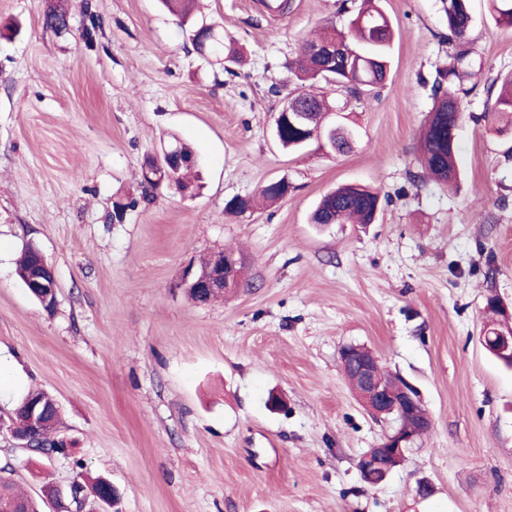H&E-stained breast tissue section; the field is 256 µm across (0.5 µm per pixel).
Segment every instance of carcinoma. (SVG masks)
Returning <instances> with one entry per match:
<instances>
[{"label": "carcinoma", "mask_w": 512, "mask_h": 512, "mask_svg": "<svg viewBox=\"0 0 512 512\" xmlns=\"http://www.w3.org/2000/svg\"><path fill=\"white\" fill-rule=\"evenodd\" d=\"M164 6L180 18V27L188 36L194 50L201 56L220 58L226 62L239 60V51L224 44L220 30L212 24L189 23V0H161ZM470 0H442L448 25V43L454 44L448 53V64L437 69L431 92L433 108L429 112L420 143L421 166L435 179L454 184L458 179L456 166V130L464 117L461 95L468 93L464 81L474 71L471 50L465 40L471 24ZM494 19L512 27V0H488ZM392 40L384 12L375 0H363V7L349 21L347 29L325 25L309 40L303 50L288 62V69L301 82V91L292 97L291 111L304 113L301 125L281 129V146L288 150L304 148L313 136L336 141L339 151L349 147V138L355 135L348 125H339L330 131L324 122L326 113L336 109L324 94L316 95L311 88L324 81L351 93L383 84L391 66ZM336 62V73L325 77L324 65ZM495 111L503 116L512 114V76L503 80L496 99ZM379 205V197L364 186L346 185L323 196L311 215L313 224H344L356 220L370 224ZM38 249L29 246L18 262V276L27 282ZM52 395L41 389L28 392L16 412L15 431L25 432L28 406L50 402ZM10 464L0 467V501L19 502L27 512H43L44 500L17 494L9 478ZM105 479L98 477L90 485L75 482L72 487L74 502L79 503L88 490L99 502H104L102 488Z\"/></svg>", "instance_id": "carcinoma-1"}]
</instances>
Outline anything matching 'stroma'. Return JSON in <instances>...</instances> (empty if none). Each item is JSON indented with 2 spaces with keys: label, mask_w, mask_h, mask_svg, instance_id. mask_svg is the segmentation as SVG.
<instances>
[{
  "label": "stroma",
  "mask_w": 512,
  "mask_h": 512,
  "mask_svg": "<svg viewBox=\"0 0 512 512\" xmlns=\"http://www.w3.org/2000/svg\"><path fill=\"white\" fill-rule=\"evenodd\" d=\"M288 4L272 19L260 0H199L197 21L222 24L245 52L225 67L158 0H0V417L42 388L68 448L49 460L0 428V466L34 497L47 479L66 489L78 471L104 475L119 512H512V369L480 342L499 315L488 299L512 316V132L486 94L512 74V28L471 0L481 69L451 188L418 163L448 59L441 0H382L391 70L374 91H333L358 131L341 154L273 138L296 89L287 60L322 24L350 19L342 0ZM59 7L63 32L43 25ZM90 11L102 29L89 41ZM171 134L198 155L189 196L142 183ZM280 179L284 199L225 213ZM344 184L378 193L374 223H311ZM30 244L54 270V309L17 275ZM224 249L245 259L240 288L191 301L183 270ZM350 344L411 383L432 423L376 486L357 462L394 423L351 389ZM273 392L284 410L268 407Z\"/></svg>",
  "instance_id": "1"
}]
</instances>
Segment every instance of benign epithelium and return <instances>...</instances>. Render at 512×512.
Segmentation results:
<instances>
[{
	"label": "benign epithelium",
	"instance_id": "obj_1",
	"mask_svg": "<svg viewBox=\"0 0 512 512\" xmlns=\"http://www.w3.org/2000/svg\"><path fill=\"white\" fill-rule=\"evenodd\" d=\"M289 104H283L281 112L275 119L274 137H279V127L285 122L300 123L304 116L301 112L288 111ZM185 164V160L169 147L159 151L147 159L144 164V174L153 182L162 184L170 182L174 169ZM242 260L234 254L218 251L211 254V262L204 269L187 267L182 274L179 286L191 297L204 300L212 294H222L224 290L240 287L236 276L237 267ZM27 289L46 309L56 304L57 283L52 268L43 256H38V262L31 277L28 278ZM481 344L495 356L504 359L512 357V332H498L495 336L484 333ZM381 362L378 356L368 348L359 350L357 360L358 372L363 381V389L357 392L361 406L366 412L376 418L384 415L401 418L410 414L414 409L422 407L421 399L415 389L401 386L394 391L386 387L378 378ZM58 414L57 402L48 404L37 403L28 410V430L17 437L21 447L31 451H40L41 427L49 418ZM431 427L429 416L417 423L414 430L407 434L401 427L394 428L393 433L384 437L383 443L372 448L361 457L362 464L358 466L360 475L368 473L371 465H381L384 474H389L393 468V460L404 456L406 449L418 439V434Z\"/></svg>",
	"mask_w": 512,
	"mask_h": 512
}]
</instances>
